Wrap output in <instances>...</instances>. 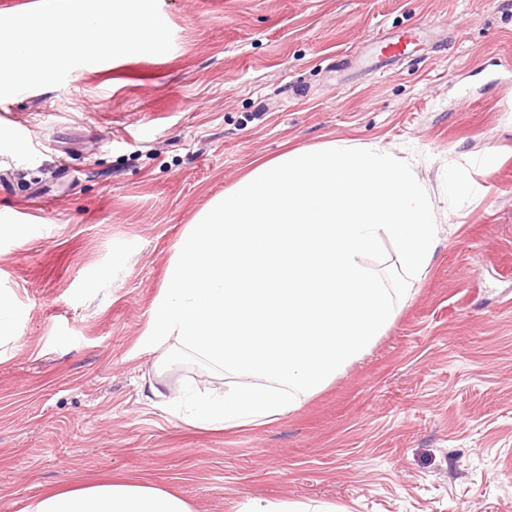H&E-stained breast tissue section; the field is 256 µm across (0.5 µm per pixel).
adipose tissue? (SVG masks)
<instances>
[{"mask_svg":"<svg viewBox=\"0 0 512 512\" xmlns=\"http://www.w3.org/2000/svg\"><path fill=\"white\" fill-rule=\"evenodd\" d=\"M25 512H191L178 495L145 481H115L45 494Z\"/></svg>","mask_w":512,"mask_h":512,"instance_id":"ef3b65f1","label":"adipose tissue"}]
</instances>
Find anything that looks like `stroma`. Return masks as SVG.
I'll use <instances>...</instances> for the list:
<instances>
[{
  "label": "stroma",
  "instance_id": "35a3bbf8",
  "mask_svg": "<svg viewBox=\"0 0 512 512\" xmlns=\"http://www.w3.org/2000/svg\"><path fill=\"white\" fill-rule=\"evenodd\" d=\"M173 46L0 99V512L141 477L192 512H512V0H159ZM419 25L382 73L371 49ZM419 162L439 245L361 360L266 426L169 405L235 383L148 350L176 244L258 161L333 139ZM469 187L452 197L444 171ZM32 208L26 223L5 215ZM162 378L167 402L145 399ZM336 508L323 504L309 505L302 502H254L245 504L238 512H335Z\"/></svg>",
  "mask_w": 512,
  "mask_h": 512
}]
</instances>
